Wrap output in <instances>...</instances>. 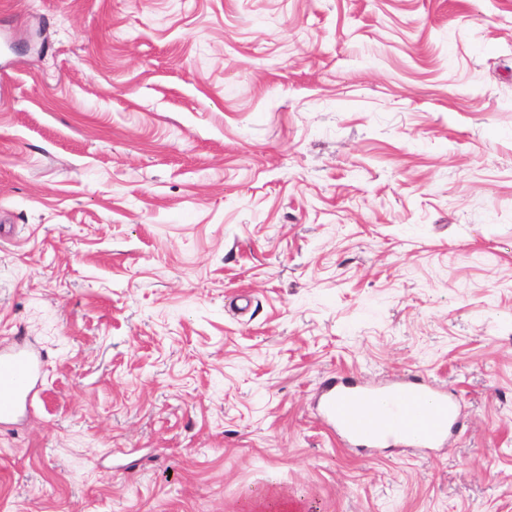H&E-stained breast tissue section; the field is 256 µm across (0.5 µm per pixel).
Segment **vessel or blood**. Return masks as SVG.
Segmentation results:
<instances>
[{
  "label": "vessel or blood",
  "mask_w": 512,
  "mask_h": 512,
  "mask_svg": "<svg viewBox=\"0 0 512 512\" xmlns=\"http://www.w3.org/2000/svg\"><path fill=\"white\" fill-rule=\"evenodd\" d=\"M42 372L39 358L18 347L0 352V420L12 419L33 395ZM317 406L345 447L428 448L448 439L456 402L434 384L400 378L374 386L353 377L326 380Z\"/></svg>",
  "instance_id": "1"
}]
</instances>
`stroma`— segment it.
Wrapping results in <instances>:
<instances>
[{"label":"stroma","mask_w":512,"mask_h":512,"mask_svg":"<svg viewBox=\"0 0 512 512\" xmlns=\"http://www.w3.org/2000/svg\"><path fill=\"white\" fill-rule=\"evenodd\" d=\"M0 512H512V0H0ZM420 376L443 448L341 447ZM41 372L40 359L23 347L0 352V420L17 414L36 390ZM317 407L348 448L438 446L456 424V401L417 378L374 386L354 377H333L322 384Z\"/></svg>","instance_id":"stroma-1"}]
</instances>
